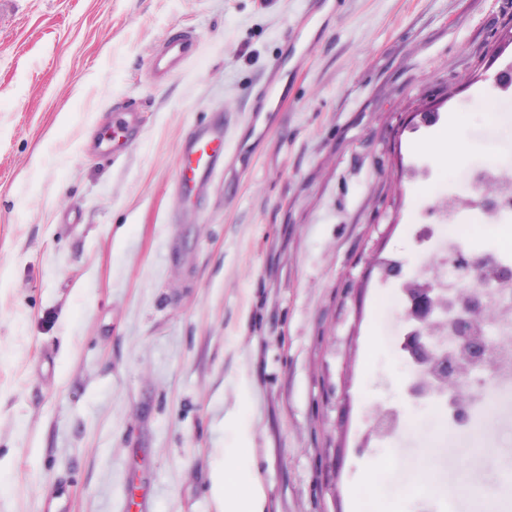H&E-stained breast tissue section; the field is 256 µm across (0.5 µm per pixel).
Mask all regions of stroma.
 Wrapping results in <instances>:
<instances>
[{
    "instance_id": "obj_1",
    "label": "stroma",
    "mask_w": 512,
    "mask_h": 512,
    "mask_svg": "<svg viewBox=\"0 0 512 512\" xmlns=\"http://www.w3.org/2000/svg\"><path fill=\"white\" fill-rule=\"evenodd\" d=\"M182 30L199 55L154 79ZM510 66L512 0H0V512L61 484L63 512H216L230 415L266 512H364L388 453L404 485L418 439L371 431L407 378L382 300L459 171L428 145L512 141L478 107ZM220 122L233 157L179 202L182 145ZM458 406L442 494L401 512H512V407Z\"/></svg>"
}]
</instances>
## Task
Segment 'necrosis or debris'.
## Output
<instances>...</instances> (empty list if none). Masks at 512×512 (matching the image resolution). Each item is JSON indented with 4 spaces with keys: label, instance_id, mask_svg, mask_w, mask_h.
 Segmentation results:
<instances>
[{
    "label": "necrosis or debris",
    "instance_id": "4bbe7bcc",
    "mask_svg": "<svg viewBox=\"0 0 512 512\" xmlns=\"http://www.w3.org/2000/svg\"><path fill=\"white\" fill-rule=\"evenodd\" d=\"M423 206L434 210L439 221L415 225L413 234L433 257L413 269L409 285L439 291L428 330L442 340L441 351L453 359L458 380L467 381L468 360L456 345L455 331L469 294L473 287H480L484 307L496 312L497 321L492 339L495 361L485 371L486 382L479 395L498 402L512 398V348L507 345L512 339V279L501 278L508 265L498 253L485 254L484 275L476 284L448 264L449 255L468 239L472 224L495 228L512 222V166L496 163L471 168L449 185L447 193L428 197Z\"/></svg>",
    "mask_w": 512,
    "mask_h": 512
}]
</instances>
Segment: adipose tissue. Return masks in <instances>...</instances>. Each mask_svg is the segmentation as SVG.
I'll list each match as a JSON object with an SVG mask.
<instances>
[{"label": "adipose tissue", "mask_w": 512, "mask_h": 512, "mask_svg": "<svg viewBox=\"0 0 512 512\" xmlns=\"http://www.w3.org/2000/svg\"><path fill=\"white\" fill-rule=\"evenodd\" d=\"M254 452L249 429L238 427L234 447L225 449L223 465L211 473L217 512H265V491L251 468Z\"/></svg>", "instance_id": "adipose-tissue-1"}]
</instances>
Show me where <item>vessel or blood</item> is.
<instances>
[{
	"mask_svg": "<svg viewBox=\"0 0 512 512\" xmlns=\"http://www.w3.org/2000/svg\"><path fill=\"white\" fill-rule=\"evenodd\" d=\"M197 44L191 32L184 31L166 38L151 60V74L163 78L180 69L196 54ZM225 129L216 125L199 132L183 147L179 160V183L184 196L205 189L209 177L226 157Z\"/></svg>",
	"mask_w": 512,
	"mask_h": 512,
	"instance_id": "vessel-or-blood-1",
	"label": "vessel or blood"
}]
</instances>
